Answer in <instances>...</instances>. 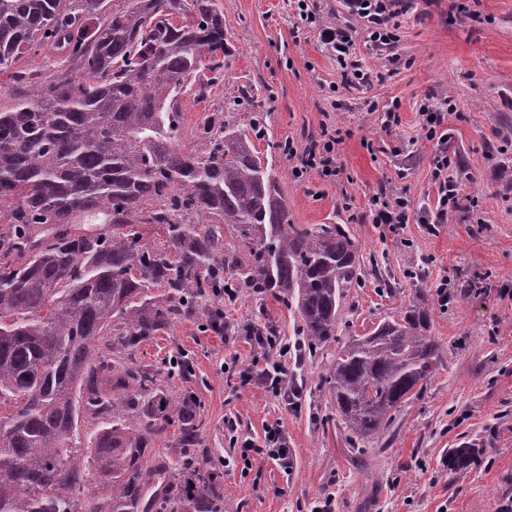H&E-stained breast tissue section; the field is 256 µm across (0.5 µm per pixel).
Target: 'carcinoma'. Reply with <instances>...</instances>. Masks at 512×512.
Returning <instances> with one entry per match:
<instances>
[{
	"label": "carcinoma",
	"instance_id": "carcinoma-1",
	"mask_svg": "<svg viewBox=\"0 0 512 512\" xmlns=\"http://www.w3.org/2000/svg\"><path fill=\"white\" fill-rule=\"evenodd\" d=\"M41 45L61 59L46 79L20 65ZM228 53L219 0H0V75L19 88L0 109V512H224L219 482L160 452L193 457L199 398L164 394L128 352L226 285L295 306L308 352L336 340L362 276L348 231L290 223L277 172L222 112L178 147L179 98L205 95ZM431 321L413 304L330 360L356 439L434 375ZM164 367L191 373L183 355ZM478 457L453 448L448 469Z\"/></svg>",
	"mask_w": 512,
	"mask_h": 512
}]
</instances>
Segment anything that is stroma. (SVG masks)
I'll return each mask as SVG.
<instances>
[{
    "instance_id": "obj_1",
    "label": "stroma",
    "mask_w": 512,
    "mask_h": 512,
    "mask_svg": "<svg viewBox=\"0 0 512 512\" xmlns=\"http://www.w3.org/2000/svg\"><path fill=\"white\" fill-rule=\"evenodd\" d=\"M222 2L232 51L205 96L181 98L183 149L201 146L211 116L223 113L283 172L291 223L349 230L364 279L345 293L339 343L429 300L442 356L392 424L354 444L325 383L334 347L289 363L301 392L293 409L240 385L238 371L261 354L244 334L223 338L198 321L177 322L134 356L193 354L191 376L160 379L165 392L201 401L205 430L193 469L217 477L231 512H312L328 496L335 512H512V0H415L396 41L382 47L343 0H317L323 23L352 30L354 50L343 67L318 30L298 28L295 0ZM346 68L364 80L341 85ZM448 101V174L462 206L437 224V144L421 129L419 107ZM391 107L401 123L388 131L383 114ZM330 122L346 132L337 178L292 175L289 150L314 147ZM376 196L404 198L408 223H372ZM224 318L298 340L296 313L270 294L243 291L225 305ZM275 422L288 435V473L267 459L244 461L230 442L234 435L262 442ZM462 445L483 454L451 472L448 451Z\"/></svg>"
}]
</instances>
